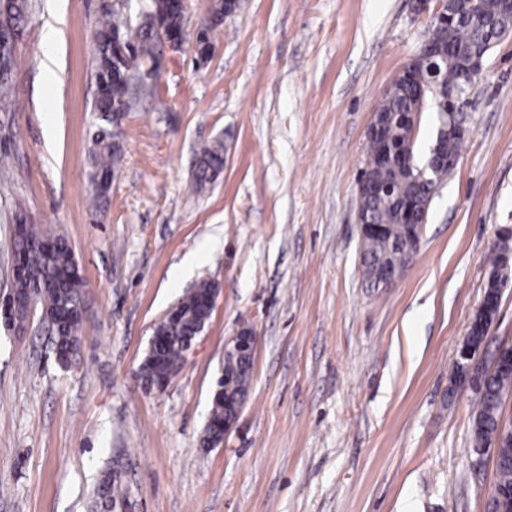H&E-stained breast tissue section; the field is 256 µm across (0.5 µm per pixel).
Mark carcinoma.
Here are the masks:
<instances>
[{
	"instance_id": "1",
	"label": "carcinoma",
	"mask_w": 512,
	"mask_h": 512,
	"mask_svg": "<svg viewBox=\"0 0 512 512\" xmlns=\"http://www.w3.org/2000/svg\"><path fill=\"white\" fill-rule=\"evenodd\" d=\"M31 9L30 0H0V111H14L11 76L18 66L16 41L22 22ZM96 31L95 80L105 89L94 105L98 123L91 136L89 182L93 187L94 206H100L109 195L112 176L123 150L117 143L121 131L114 130L110 119L113 106L123 104L129 112L154 97L155 87L139 83L140 74L160 51L161 33L183 38V13L175 0H144L135 17L123 15L121 9L100 11ZM482 22L459 20L437 27L433 35L438 41V56L413 64L415 80L408 84L395 80L375 112L385 123L384 133L394 153L410 154L411 166L395 164L380 167L374 139L367 140L365 172L372 181L388 189L363 200L365 219L382 225V233L370 235L361 242L362 274L367 287L375 290L382 284L375 278L379 265L398 270L405 268L420 248L421 239L402 223L411 201L430 203L450 173L447 161L459 159L462 137H445L448 126L447 88L462 82L461 60L475 49L494 42L497 33L512 30V12L502 0H482ZM425 112L433 113V143L439 150L429 152L424 161L416 160V140L410 137L413 120H421ZM224 168V143L217 140L201 149L193 178L196 190L212 182ZM23 233L12 236L11 249L19 271L13 277L10 292L19 298L36 294V306L55 320L53 327L56 355H62L80 342L82 295L85 283L77 260L60 234L44 231L29 221L23 211L12 216ZM512 253V235L503 236L493 247L491 271L486 290H496L497 270ZM213 285L203 281L190 289L179 302L177 313L162 326L159 342L146 353L140 365V377L149 387H157L174 377L182 366L183 350L193 333L208 318V299ZM498 306L479 310L467 344L480 350L485 333L496 317ZM224 372L234 375L229 399L246 395L251 374L241 359H224ZM477 402L472 416V448H485L498 438L504 422V399L512 388V368L485 372L479 376ZM224 391L214 390L209 412L210 432H218L224 424ZM504 462L497 467V485L512 488V443L501 449Z\"/></svg>"
}]
</instances>
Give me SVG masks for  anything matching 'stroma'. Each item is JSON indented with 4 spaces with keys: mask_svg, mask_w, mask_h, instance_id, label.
<instances>
[{
    "mask_svg": "<svg viewBox=\"0 0 512 512\" xmlns=\"http://www.w3.org/2000/svg\"><path fill=\"white\" fill-rule=\"evenodd\" d=\"M34 3L19 108L0 112V298L19 205L66 236L84 314L66 365L40 313L21 335L0 327V512H487L495 462L473 455L476 397L451 376L512 228V36L469 91V132L413 263L374 293L357 181L372 114L426 35L416 0H238L203 63L191 44L209 0H186L187 43L122 117L124 157L97 209L100 0ZM216 139L224 170L192 191ZM203 280L219 287L210 320L168 388H144L156 324ZM244 326L258 336L247 402L208 447L224 347ZM512 243V234L510 236L500 237L499 241L495 243L492 251L493 258L491 260V271L487 280V284L485 286L487 291L497 290V270L500 265L503 263V267L507 266L508 256L511 254V244ZM506 259V260H505ZM505 260V261H504ZM504 261V262H503Z\"/></svg>",
    "mask_w": 512,
    "mask_h": 512,
    "instance_id": "obj_1",
    "label": "stroma"
}]
</instances>
